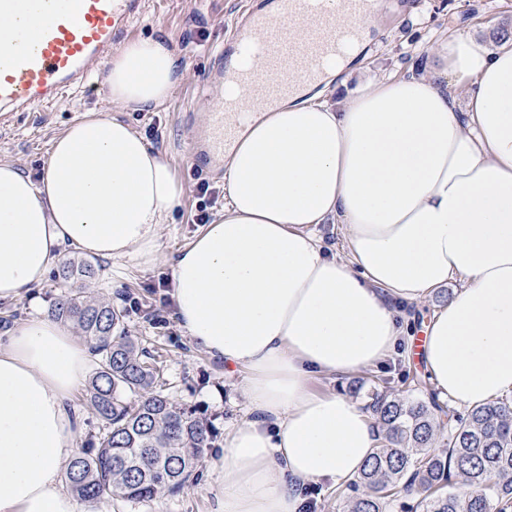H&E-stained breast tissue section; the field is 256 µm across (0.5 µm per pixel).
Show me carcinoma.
<instances>
[{
  "label": "carcinoma",
  "mask_w": 512,
  "mask_h": 512,
  "mask_svg": "<svg viewBox=\"0 0 512 512\" xmlns=\"http://www.w3.org/2000/svg\"><path fill=\"white\" fill-rule=\"evenodd\" d=\"M93 274L85 260L65 262L61 278L69 289L51 309L55 317L73 321L100 355L89 396L105 433L97 447L74 458L67 481L91 505L150 501L193 480L213 427L177 406L144 353L114 336L123 311L89 298L79 286ZM388 384L380 378L368 393L379 443L350 483L365 488L351 500L350 512H387L415 492L421 494L422 512H512V400L454 417L436 397L392 395ZM445 419L454 425L438 450L435 436ZM458 480L477 492L449 491Z\"/></svg>",
  "instance_id": "cac0c4a2"
}]
</instances>
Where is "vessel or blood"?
<instances>
[{
	"instance_id": "1",
	"label": "vessel or blood",
	"mask_w": 512,
	"mask_h": 512,
	"mask_svg": "<svg viewBox=\"0 0 512 512\" xmlns=\"http://www.w3.org/2000/svg\"><path fill=\"white\" fill-rule=\"evenodd\" d=\"M381 0H275L274 10L250 11L204 78L218 88L194 156L223 154L249 115L314 81L358 39ZM141 0H53L28 8L26 32L0 38V113L22 115L56 103L87 85L91 64L115 42ZM273 81H266V74Z\"/></svg>"
}]
</instances>
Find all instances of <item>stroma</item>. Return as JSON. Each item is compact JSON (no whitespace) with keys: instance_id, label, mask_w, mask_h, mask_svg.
Masks as SVG:
<instances>
[{"instance_id":"stroma-1","label":"stroma","mask_w":512,"mask_h":512,"mask_svg":"<svg viewBox=\"0 0 512 512\" xmlns=\"http://www.w3.org/2000/svg\"><path fill=\"white\" fill-rule=\"evenodd\" d=\"M142 14L133 20L122 42L144 38L165 39L183 74L173 98L154 112L131 111L127 121L161 151L181 182L184 193L171 223L160 229L162 252L172 253L188 244L199 232L194 217L199 211L216 216L224 205V169L215 160L191 159L186 145L189 130L186 113L204 118L207 103L202 81L226 37L235 27L237 16L246 6L263 5L264 0H143ZM512 31V0H383L376 25L345 86L325 92L333 103L358 84L388 77H400L410 68L426 62L434 43L459 30L474 31L483 42L496 44L501 30ZM108 114L112 104L103 88L93 91L74 89L54 105L0 123V158L15 162L26 174L39 177L47 160L49 141L83 112ZM207 182L211 195L197 192ZM98 274L87 290L91 298L107 301L126 313L127 336L154 359L175 403L211 422L215 433L210 448L198 467V477L181 492L151 501L121 499L101 503L94 512H212L214 494L221 480L212 466L224 446V431L245 412L241 374L228 373L223 363L197 349L179 326L170 299V273L163 266L146 268L132 262L95 258ZM62 292L61 281L47 274L31 292L10 303L0 304V336L27 318L47 315ZM137 310H130V303ZM162 315L165 325L153 322ZM418 358L393 354L377 372L360 376H321L311 387L317 392L348 393L353 381L370 382L373 374L390 378L395 392H405V377L423 374Z\"/></svg>"}]
</instances>
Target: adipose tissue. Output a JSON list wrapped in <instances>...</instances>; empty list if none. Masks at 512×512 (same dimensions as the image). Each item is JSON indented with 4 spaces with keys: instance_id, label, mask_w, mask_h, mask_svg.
Here are the masks:
<instances>
[{
    "instance_id": "adipose-tissue-1",
    "label": "adipose tissue",
    "mask_w": 512,
    "mask_h": 512,
    "mask_svg": "<svg viewBox=\"0 0 512 512\" xmlns=\"http://www.w3.org/2000/svg\"><path fill=\"white\" fill-rule=\"evenodd\" d=\"M353 47L259 113L224 155V213L174 256L159 229L183 187L122 119L173 97L180 75L155 38L107 63L113 112L86 111L49 142L39 180L0 159V303L39 286L64 245L142 267L168 264L193 344L243 373L248 415L224 433L214 512H300L305 486L362 469L377 430L316 376L377 366L413 332L398 304L449 282L419 352L439 398L469 408L512 392V38L439 39L419 72L322 102ZM338 225L344 250L315 229ZM88 345L32 317L0 343V512H79L64 488Z\"/></svg>"
}]
</instances>
